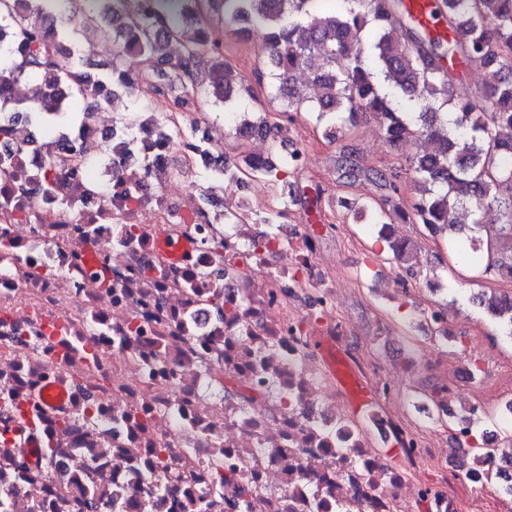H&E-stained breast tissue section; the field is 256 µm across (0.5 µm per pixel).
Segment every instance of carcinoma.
Wrapping results in <instances>:
<instances>
[{
	"label": "carcinoma",
	"instance_id": "1",
	"mask_svg": "<svg viewBox=\"0 0 512 512\" xmlns=\"http://www.w3.org/2000/svg\"><path fill=\"white\" fill-rule=\"evenodd\" d=\"M176 10L160 2L145 13L135 0H0V38L11 33L18 50L0 45V93L22 79H39L63 91L69 104L56 115L40 107L30 111L40 122L57 125L90 95L103 99L102 83L112 92L141 98V85L151 80L152 93L169 98L184 112L193 105V76L202 64L213 72L206 95L217 102L233 101L242 84L238 73L224 62L223 45L208 29L206 15L240 26L259 37L267 53L275 96L288 97V111L315 112L324 123L325 137H336L337 122L354 123L361 112L380 120L385 141L397 148L425 138L434 149L411 161L415 195L409 202L399 186L388 184L390 209L382 223L406 220L421 225L457 224L459 209L469 212V233L459 227L451 238L468 243L476 253L486 250L492 269L512 278V0H442L448 24L456 37L447 50L435 38L403 28L397 15L398 0H337L326 8L323 0H182ZM91 11L98 20L97 35L112 40L116 52L110 68L92 71L79 43L78 15ZM373 26L371 42L363 33ZM138 66H126V57ZM462 58L486 72L482 100L455 84L445 57ZM302 68L314 72L315 93L288 94L293 74ZM454 119L448 120V114ZM177 138L200 150L191 120L169 126ZM270 127L263 119L244 118L236 126L243 138L265 136ZM286 164L267 158L242 156L241 162L214 161L204 165L208 187L224 189V180L261 177L270 183L275 204L265 209L263 224H278L288 216V201H296L293 185L284 173ZM496 212L500 224L495 240H483L486 214ZM398 261L411 270L417 251L406 241L386 239ZM479 305L512 336V295L483 294Z\"/></svg>",
	"mask_w": 512,
	"mask_h": 512
}]
</instances>
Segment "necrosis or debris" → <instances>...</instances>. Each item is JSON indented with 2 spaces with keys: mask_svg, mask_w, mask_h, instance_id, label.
Segmentation results:
<instances>
[{
  "mask_svg": "<svg viewBox=\"0 0 512 512\" xmlns=\"http://www.w3.org/2000/svg\"><path fill=\"white\" fill-rule=\"evenodd\" d=\"M62 139L98 148L59 165L22 118L0 141V472L19 473L0 512H86L88 486L93 512H458L456 480L512 499L499 457L448 475L438 437L399 410L417 357L394 373L352 349L377 409L347 414L317 349L348 337L346 269L320 247L335 225L225 223L194 156L151 127L92 117ZM487 407L422 410L453 416L465 447ZM389 442L402 466L378 453Z\"/></svg>",
  "mask_w": 512,
  "mask_h": 512,
  "instance_id": "necrosis-or-debris-1",
  "label": "necrosis or debris"
}]
</instances>
